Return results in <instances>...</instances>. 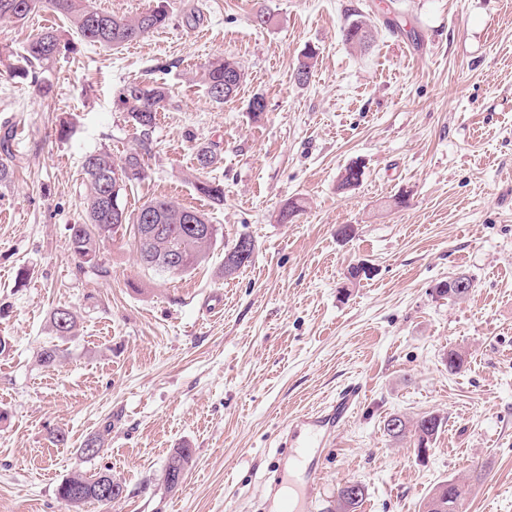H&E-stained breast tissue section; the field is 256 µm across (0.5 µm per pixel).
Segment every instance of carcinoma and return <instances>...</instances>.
<instances>
[{"label":"carcinoma","instance_id":"1","mask_svg":"<svg viewBox=\"0 0 512 512\" xmlns=\"http://www.w3.org/2000/svg\"><path fill=\"white\" fill-rule=\"evenodd\" d=\"M43 6L66 18L80 39L109 49L122 48L136 42L163 27L169 20L166 9L160 5L132 17H117L98 9L92 5L91 0H0V20L22 22ZM367 40V29L361 23H352L344 29V41L350 45L363 47ZM61 49V38L57 31L37 33L25 45L21 56L23 65L17 68V73L23 76L30 74L34 81H39L35 68L55 60ZM243 78L244 73L238 63L222 57L210 61L202 74L207 94L217 104L236 96ZM168 96V89L162 86L134 82L125 84L119 90V101L129 121L140 129L141 146L145 151L148 150L149 134L155 125L157 112L164 107ZM82 168L88 188L86 218L81 224L70 225L69 244L83 262L95 264L101 245L118 233L120 224H138L145 211L153 213L152 223L161 225V230L154 237L150 250H145L140 243L136 244V251L143 264L153 268L154 261L175 255L180 260L179 265L168 267L165 272L179 275L191 271L205 259L217 235L209 238L198 236L183 220L184 215H197L199 211L182 207L168 198L151 199L134 213L126 211L124 190L144 177L143 155L140 152L126 154L119 163L109 152H92L85 156ZM117 170L121 172L118 180L113 178ZM363 176L361 167L351 163L341 175L340 188L349 189L358 185ZM196 188L216 203L224 201V186L219 182L200 181ZM112 196L118 203L116 209L112 208ZM51 324L55 334L65 338L73 335L77 327V316L67 308H57L51 314ZM441 425L442 419L439 416L425 414L412 424L404 422L399 432L393 434V438L403 439L410 434L415 438L417 451L424 453ZM103 444L102 435H93L84 441L78 452L85 459L92 460L103 450ZM192 460V449H175L165 469L167 487L175 488L182 482ZM110 476L112 472L109 470L92 474L77 472L59 484L57 498L69 510L78 509L87 502L109 506L112 499L98 497L96 490Z\"/></svg>","mask_w":512,"mask_h":512}]
</instances>
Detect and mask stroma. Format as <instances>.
<instances>
[{"label": "stroma", "instance_id": "35a3bbf8", "mask_svg": "<svg viewBox=\"0 0 512 512\" xmlns=\"http://www.w3.org/2000/svg\"><path fill=\"white\" fill-rule=\"evenodd\" d=\"M160 1L167 26L117 50L82 41L47 9L0 21V134L13 132L0 151L13 170L0 183V512H68L61 481L106 469L123 497L80 512H264L283 425L352 384L363 397L326 450L329 512L351 482L364 487L357 512H424L451 479L468 486L460 512H512V0L93 3L121 16ZM360 21L364 49L343 37ZM46 28L69 49L43 93L13 69ZM218 55L244 73L220 105L200 80ZM142 80L170 97L128 208L166 197L219 230L183 275L142 265L129 229L94 266L69 246L85 215V155L138 147L118 91ZM204 146L219 160L203 170ZM354 161L361 183L339 190ZM200 178L223 182L222 203L197 191ZM401 193L406 205L393 206ZM292 199L303 210L280 223ZM344 224L355 229L347 241ZM242 235L252 261L225 276ZM357 262L372 274L353 284ZM456 274L472 278L469 294L438 297L434 285ZM211 294L223 302L208 311ZM58 307L78 326L45 367ZM452 348L466 354L457 372ZM428 413L443 427L425 453L384 430L390 416ZM99 433L103 452L82 458ZM177 448L192 449L193 464L170 489Z\"/></svg>", "mask_w": 512, "mask_h": 512}]
</instances>
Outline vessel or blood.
<instances>
[{"label": "vessel or blood", "instance_id": "b4317fda", "mask_svg": "<svg viewBox=\"0 0 512 512\" xmlns=\"http://www.w3.org/2000/svg\"><path fill=\"white\" fill-rule=\"evenodd\" d=\"M361 396L350 386L329 405L287 423L282 447L287 448L289 474L286 487H273L269 502L275 512H317L325 448L334 444L339 428L349 419Z\"/></svg>", "mask_w": 512, "mask_h": 512}]
</instances>
